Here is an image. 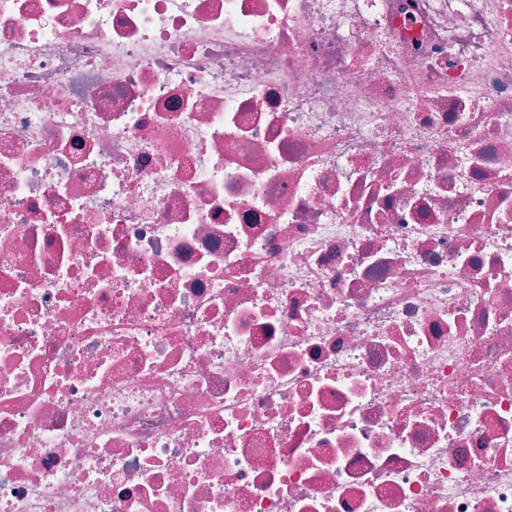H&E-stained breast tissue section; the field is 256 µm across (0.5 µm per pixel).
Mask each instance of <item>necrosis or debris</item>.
<instances>
[{"instance_id": "necrosis-or-debris-1", "label": "necrosis or debris", "mask_w": 512, "mask_h": 512, "mask_svg": "<svg viewBox=\"0 0 512 512\" xmlns=\"http://www.w3.org/2000/svg\"><path fill=\"white\" fill-rule=\"evenodd\" d=\"M0 512H512V0H0Z\"/></svg>"}]
</instances>
